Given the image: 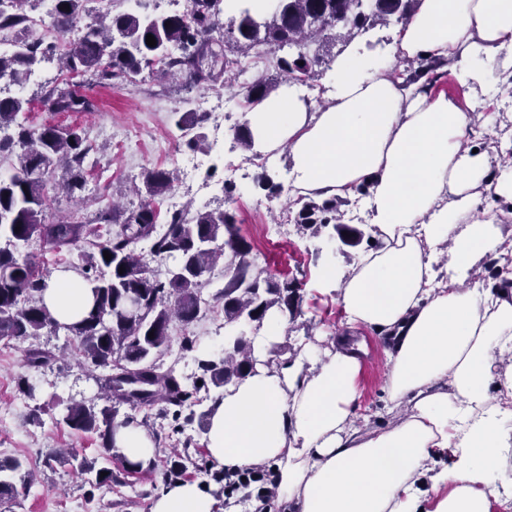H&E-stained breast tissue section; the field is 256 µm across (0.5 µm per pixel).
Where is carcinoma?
<instances>
[{"label":"carcinoma","mask_w":512,"mask_h":512,"mask_svg":"<svg viewBox=\"0 0 512 512\" xmlns=\"http://www.w3.org/2000/svg\"><path fill=\"white\" fill-rule=\"evenodd\" d=\"M186 11L158 14L150 0H138V9L113 14L98 12L83 22L82 0H49L46 14L65 45L61 53L37 46L28 38L32 0H0V33L11 35L10 49L0 51V83L23 86L40 66L57 62L59 70L71 76L89 75L101 86L135 81L145 69L164 76H176L195 87L226 73L246 70L252 56L274 54L288 49L291 57L277 58L279 70L294 84L308 85L319 76L325 63L320 51L326 43L349 41L378 23L393 18L403 23L413 14L417 0H375L371 11L362 9L363 0H278L272 12L254 13L246 5L239 14L221 23L223 0H188ZM69 8H63V5ZM153 35L156 45L146 44ZM273 91L263 79L240 87L237 94L245 106L253 107ZM48 112H92L95 103L70 88L51 87L40 99ZM30 100L0 96V152L18 153L15 172L0 176V340L31 339L45 333L65 331L78 341V363L84 368H108V376H94L104 405L81 402L65 407L61 421L77 432H96L104 456H111L113 436L119 425L135 423L132 416L117 419L118 407L162 405L172 416V431L179 432L184 410L197 402L193 398L208 386L222 388L236 384L255 368L253 340L269 311L277 309L295 316L299 288L293 281H281L267 273L254 272L251 244L239 233L234 212L189 210L174 212L159 223L156 198L173 182L163 168L147 169L142 186L136 188L141 202L121 214L100 210L98 220L113 224L112 235L102 238L88 224L53 221L48 214L47 177L61 171L52 188L68 195L85 184L84 159L89 152L85 138L76 129L55 125L30 127L20 121L29 111ZM203 115L184 112L176 126L190 149L205 140L201 132ZM336 198L307 202L299 210L296 224L313 234L334 225L345 248L359 244L362 232L340 222ZM55 251H79L83 279L91 288L92 305L79 321L61 324L44 306L41 292L48 274L41 271L21 248L32 239ZM111 254L104 258L103 252ZM174 260L167 277L160 279L150 261ZM125 268L119 273V268ZM224 276V286L213 299L224 311V356L198 354L202 372L199 382L187 387L165 366L170 325H188L203 311L202 288L211 282L215 270ZM154 337H149V333ZM55 355L39 346L26 350V363L39 369ZM59 459L70 464L91 486L112 482L108 467H96L97 460L70 451ZM23 480L33 470H23L16 459H0V500L16 493L15 476ZM106 476H101V473Z\"/></svg>","instance_id":"obj_1"}]
</instances>
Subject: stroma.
Returning <instances> with one entry per match:
<instances>
[{"mask_svg": "<svg viewBox=\"0 0 512 512\" xmlns=\"http://www.w3.org/2000/svg\"><path fill=\"white\" fill-rule=\"evenodd\" d=\"M56 74V66L47 64L40 70L41 82L27 83L23 96L30 99L31 110L24 119L34 127L51 124L63 130L78 129L91 151L85 162V200L53 196L54 219L91 224L102 208L113 204L125 208L138 205L140 199L131 187L140 182L146 169L153 167L173 173L166 198L177 199L184 207L221 210L228 206L224 203L225 181L231 178L233 167L244 166V176L231 178L237 185V195L228 206L237 216L239 232L251 242L254 252L260 253L257 268L300 283L299 312L295 320L285 322L280 339L266 347L265 360L290 364L310 353L312 346L323 348L336 336L345 335L349 343L363 351L358 416L372 426L393 425L398 411L388 401L384 387L390 368L387 353L394 340L368 328L349 325L346 313L336 302L334 278L328 276L332 270L337 275L346 273L370 251L378 237L369 222L365 192H356L340 201L342 223L363 234L361 243L347 248L345 253L335 252L337 235L330 225L316 235L296 228L287 234L279 233L277 224L285 217L295 216L305 202L304 197L293 193L288 155L279 151L268 153L264 166L259 168L252 163L253 152L243 150L234 138V126L245 120L233 98L236 87L257 78H269L280 85L286 81L272 60L265 58L252 63L246 73L231 82L219 77L193 89L187 88L183 80L146 72L133 84L81 87V94L97 105L93 112L44 111L40 98L47 90V80ZM201 97L222 105L224 123L217 130L204 126L205 143L192 150L175 125V115L195 107ZM484 100L493 119L488 123L474 120L469 141L490 140L497 150L512 153V85H493ZM263 171L280 185V196H269L257 184L256 178ZM186 332L197 336L201 344L222 347L224 315L215 310L192 324L176 322L170 327L171 342L164 362L174 366L177 374L190 384L198 370L193 354L181 346V337ZM37 342L42 348L59 353V360L35 370L24 362L27 342L0 341V459H20L25 468L35 469L38 474L36 482L18 485L15 497L0 504V512H149L152 498L167 484L165 467H157L146 478L128 476L116 485L93 489L70 466L52 461L51 455L58 448L78 449L90 459L99 456L101 440L97 434L77 433L59 422L65 404L95 403L97 386L69 355L72 337L63 333L43 335ZM25 379L34 384L33 393L22 391L21 382ZM119 413H131L136 419L146 420L147 430L158 437L159 459L189 452L193 463L184 474L185 480L205 484L216 501H223V484L196 467L198 461L209 457L205 428L192 422L185 425L182 433H172L170 419L156 407L134 411L123 405Z\"/></svg>", "mask_w": 512, "mask_h": 512, "instance_id": "35a3bbf8", "label": "stroma"}]
</instances>
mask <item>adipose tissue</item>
Returning a JSON list of instances; mask_svg holds the SVG:
<instances>
[{
	"label": "adipose tissue",
	"instance_id": "adipose-tissue-1",
	"mask_svg": "<svg viewBox=\"0 0 512 512\" xmlns=\"http://www.w3.org/2000/svg\"><path fill=\"white\" fill-rule=\"evenodd\" d=\"M512 0H419L395 48L413 62L447 60L475 92L512 80ZM315 107L290 83L252 108L256 148L287 150L300 193L351 196L367 186L381 244L339 280L349 323L393 337L385 392L399 422L355 424L361 358L345 339L307 365H256L212 406L207 448L217 468L269 463L284 512H419L417 481L436 466L433 512H491L490 485L506 480L512 447V273L505 287H467L480 258L512 256L497 202L512 204V164L473 148V110L446 96L407 93L392 61L355 46L323 79ZM448 262H441V255ZM91 300L69 271L43 301L62 323ZM453 461L440 464L441 451ZM197 481L164 487L150 512H214Z\"/></svg>",
	"mask_w": 512,
	"mask_h": 512
}]
</instances>
